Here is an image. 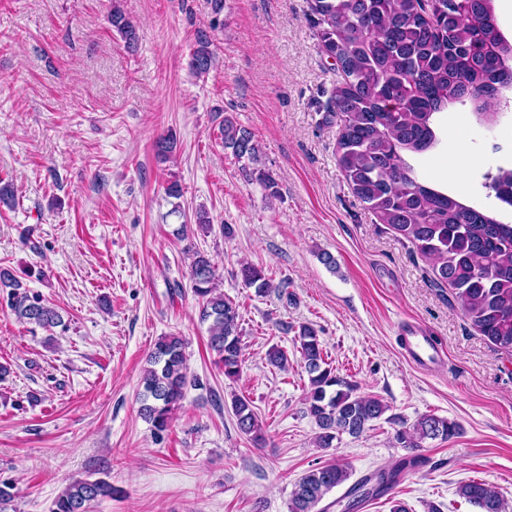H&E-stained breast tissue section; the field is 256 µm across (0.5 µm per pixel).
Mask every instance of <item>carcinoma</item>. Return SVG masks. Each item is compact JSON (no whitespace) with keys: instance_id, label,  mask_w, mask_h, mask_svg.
I'll use <instances>...</instances> for the list:
<instances>
[{"instance_id":"cac0c4a2","label":"carcinoma","mask_w":512,"mask_h":512,"mask_svg":"<svg viewBox=\"0 0 512 512\" xmlns=\"http://www.w3.org/2000/svg\"><path fill=\"white\" fill-rule=\"evenodd\" d=\"M314 27L319 47L336 58L343 80L331 103L341 116L337 162L355 196L381 224L412 243L431 263L433 283L452 290L456 303L477 330L498 349L512 352V224L457 197L418 182L409 153L435 147L434 115L450 105L470 103L492 120L497 117L496 92L512 86V41L502 33L494 0H314ZM109 22L127 45L137 41L135 24L118 5ZM189 68L202 76L214 65L211 42L197 33ZM224 149L240 162L242 175L277 194L270 172L257 167L258 144L246 128L226 116L219 126ZM177 148L176 136L160 137L156 156L164 162ZM492 188L512 207V171L492 176ZM244 285L262 294L273 287L265 272L241 265ZM190 279L201 299L200 319L209 323L208 345L224 367V377H239L242 364L239 313L233 302L215 293L216 271L201 251L193 252ZM0 288L16 318L41 328L62 325L59 312L24 288L16 274L0 267ZM296 343L308 375L305 393L321 448L332 447L337 435L361 436L389 406L358 393V386L336 374L324 356L317 332L300 326ZM189 382L184 342L163 336L148 357L142 378L140 414L153 429L165 431ZM240 432L263 438V423L240 396L232 400ZM459 432L455 421L434 415L419 418L396 431L405 448L427 439H447ZM422 464L411 456L397 465L356 481L345 496L362 492L373 498L387 494L402 473ZM350 466L336 461L306 472L297 482L290 512H315L333 489L347 483ZM116 489L105 479L74 480L56 497L51 512H89L91 504L111 498ZM457 494L479 512H507V505L489 486L469 481Z\"/></svg>"}]
</instances>
